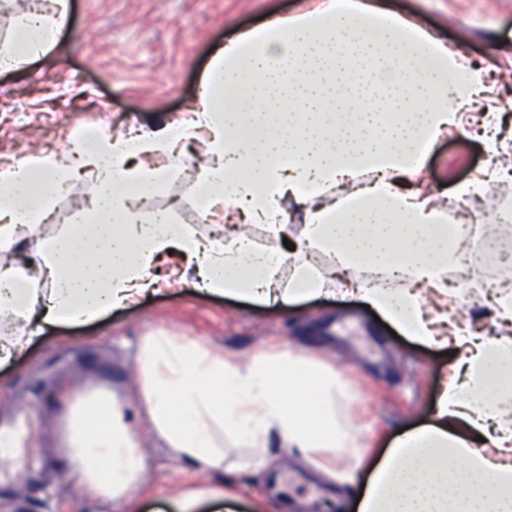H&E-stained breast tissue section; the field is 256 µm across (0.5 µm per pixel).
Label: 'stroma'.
<instances>
[{
	"instance_id": "stroma-1",
	"label": "stroma",
	"mask_w": 512,
	"mask_h": 512,
	"mask_svg": "<svg viewBox=\"0 0 512 512\" xmlns=\"http://www.w3.org/2000/svg\"><path fill=\"white\" fill-rule=\"evenodd\" d=\"M68 23L42 58L0 73V165L42 154H65L70 134H143L186 119L216 46L307 0H69ZM393 12L431 29L464 64L491 66L494 104L512 116V0H382ZM112 118L99 119L100 102ZM206 147H185L177 175L153 206L176 224L211 236L222 213L201 219ZM483 143L448 134L430 156L427 180L453 194L489 166ZM91 191L72 184L55 202L45 235L76 224ZM160 289L88 324L49 325L26 352L0 369V423L24 422L31 437L20 462L0 461V512H160L195 487L231 492L201 512H353L351 480H365L391 442L429 423L454 356L394 337L374 310L351 296H323L266 305L198 288L180 259L164 264ZM162 329L202 341L241 361L288 350L349 373L351 396L341 402L361 443L347 473L333 477L315 459L272 437L266 459L243 441L223 437L224 467L211 470L167 448L144 421L136 394L135 358L143 336ZM102 388L128 407L146 476L132 504L88 497L69 476L57 447L64 418L62 387Z\"/></svg>"
}]
</instances>
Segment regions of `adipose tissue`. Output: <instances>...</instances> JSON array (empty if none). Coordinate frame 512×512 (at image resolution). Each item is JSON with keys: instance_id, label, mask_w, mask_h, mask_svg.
Returning <instances> with one entry per match:
<instances>
[{"instance_id": "adipose-tissue-1", "label": "adipose tissue", "mask_w": 512, "mask_h": 512, "mask_svg": "<svg viewBox=\"0 0 512 512\" xmlns=\"http://www.w3.org/2000/svg\"><path fill=\"white\" fill-rule=\"evenodd\" d=\"M22 17L0 45V71L55 44L68 13ZM488 67L459 54L379 0H317L277 16L215 51L187 120L136 135L78 142L76 158L41 156L0 167V367L48 324L87 323L150 292L168 253L186 260L203 289L288 304L351 295L412 341L457 357L432 420L403 432L357 490V512H512V289L493 295L495 334L456 309L448 276L463 269V242L448 208L421 186L427 160L450 131H465L485 101ZM487 111L479 138L497 158L491 173L455 194L487 197L512 182V133ZM205 134L207 213L224 225L207 238L141 206L175 175L184 141ZM167 157L159 167L155 158ZM92 191L80 224L51 236L41 225L74 179ZM303 211L294 250L288 202ZM272 245L258 246L248 225ZM42 236L37 261L19 257L22 236ZM334 259L317 267L312 252ZM290 278H283L284 269ZM137 390L153 427L179 456L224 467L218 436L264 452L271 435L335 471L359 446L339 401L343 371L281 352L242 362L164 331L143 337ZM62 452L93 497L130 500L145 460L124 404L104 389L63 388Z\"/></svg>"}]
</instances>
